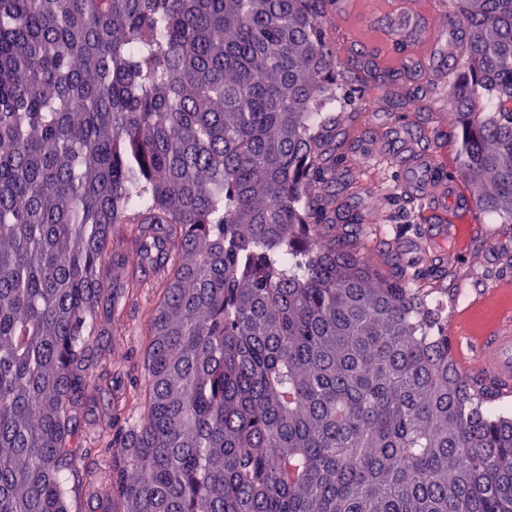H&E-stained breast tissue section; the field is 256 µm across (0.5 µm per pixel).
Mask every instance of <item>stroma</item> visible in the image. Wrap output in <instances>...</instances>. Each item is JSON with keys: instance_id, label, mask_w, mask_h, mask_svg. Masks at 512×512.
<instances>
[{"instance_id": "obj_1", "label": "stroma", "mask_w": 512, "mask_h": 512, "mask_svg": "<svg viewBox=\"0 0 512 512\" xmlns=\"http://www.w3.org/2000/svg\"><path fill=\"white\" fill-rule=\"evenodd\" d=\"M359 52L364 58L359 92H351L346 84L336 90V135L344 171L336 179V205H353L365 214L375 209L381 219L353 228L340 217L336 232L353 233L360 247L366 249L407 251L414 260L418 254L411 250V243L426 237L432 229L425 206L398 185L397 155L363 158L359 152L383 124L410 118L414 121L413 136L422 149L444 151L448 163L457 164L459 143L448 125L453 110L448 73L403 72L397 80H383V63L396 54L397 46L371 31L366 33ZM454 251L443 276H423L410 280L409 285L428 289L431 301L441 304L449 323L461 320L469 331L476 332L496 316L494 308L479 305L481 295L500 282L512 281V224H495L488 215L476 213L468 235ZM153 301V291L146 288L125 306L128 334L113 344L109 356L113 387L129 391L145 384L142 331Z\"/></svg>"}]
</instances>
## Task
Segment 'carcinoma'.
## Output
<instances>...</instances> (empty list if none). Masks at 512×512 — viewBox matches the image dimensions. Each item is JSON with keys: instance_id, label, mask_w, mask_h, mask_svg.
I'll use <instances>...</instances> for the list:
<instances>
[{"instance_id": "carcinoma-1", "label": "carcinoma", "mask_w": 512, "mask_h": 512, "mask_svg": "<svg viewBox=\"0 0 512 512\" xmlns=\"http://www.w3.org/2000/svg\"><path fill=\"white\" fill-rule=\"evenodd\" d=\"M332 0H0V512H512V410L336 240ZM456 174L512 224V0H452ZM142 389L111 396L138 273ZM109 396L102 394L97 397L95 403L89 404L83 411L82 426L84 433L92 434L98 427L99 419L103 416L108 407Z\"/></svg>"}]
</instances>
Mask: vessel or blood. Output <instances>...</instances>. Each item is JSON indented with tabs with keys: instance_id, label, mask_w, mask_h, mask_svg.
Instances as JSON below:
<instances>
[{
	"instance_id": "obj_1",
	"label": "vessel or blood",
	"mask_w": 512,
	"mask_h": 512,
	"mask_svg": "<svg viewBox=\"0 0 512 512\" xmlns=\"http://www.w3.org/2000/svg\"><path fill=\"white\" fill-rule=\"evenodd\" d=\"M374 9L391 18L387 38L408 46L405 55L391 58L393 68L402 69L416 64L435 69L441 48L461 42L454 23L445 18L425 21L424 11L405 2L398 6L392 5L391 0H333L332 3V15L339 22L368 17ZM375 146L381 155L401 152V184L404 189L430 202L429 216L437 225L433 241L441 244L456 240L462 223L475 212L476 204L461 190L457 179L438 177V170L447 164L446 153L421 149L404 130L383 132L376 137ZM454 358L461 370L467 372L478 368L497 380L501 393L511 395L512 321H495L473 336L466 348L456 350Z\"/></svg>"
}]
</instances>
